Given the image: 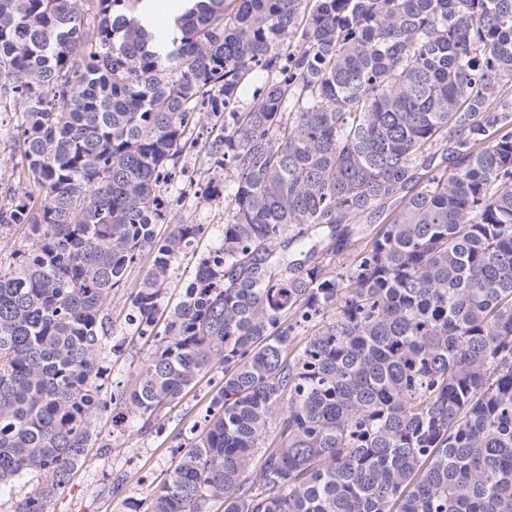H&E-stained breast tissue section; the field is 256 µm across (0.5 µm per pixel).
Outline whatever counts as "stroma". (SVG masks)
<instances>
[{
  "instance_id": "obj_1",
  "label": "stroma",
  "mask_w": 512,
  "mask_h": 512,
  "mask_svg": "<svg viewBox=\"0 0 512 512\" xmlns=\"http://www.w3.org/2000/svg\"><path fill=\"white\" fill-rule=\"evenodd\" d=\"M204 153L205 147L200 144L186 159V172L180 183L184 197L175 204L173 219L192 224L224 221L223 208L197 203L194 198L195 191L206 180L202 165ZM149 266V259H142L128 273L124 288L108 305L116 336L123 341L106 358L112 378L118 380L125 379L149 354L148 345L138 338L134 326L126 320L131 299ZM221 384V372H212L210 381L201 382L196 392L161 419L159 429L145 435L130 428L118 431L114 420L122 412L121 404L117 401L109 404L97 417L98 437L88 451L85 464L58 492L52 512H146L150 490L171 467L184 434L202 421L213 393Z\"/></svg>"
}]
</instances>
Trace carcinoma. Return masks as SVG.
Returning <instances> with one entry per match:
<instances>
[{
	"label": "carcinoma",
	"instance_id": "carcinoma-1",
	"mask_svg": "<svg viewBox=\"0 0 512 512\" xmlns=\"http://www.w3.org/2000/svg\"><path fill=\"white\" fill-rule=\"evenodd\" d=\"M140 3L0 0L8 512H51L104 389L145 435L218 369L150 512H512V0H196L166 54ZM204 116L199 202L232 212L173 224ZM147 252L152 351L115 383L107 302ZM28 246V238L25 229L22 226H14L8 230L0 229V257L3 258L5 252L15 249H23ZM193 277V264L184 263L177 271L173 279V286L168 290L167 294L161 300L163 307H172L177 301L178 297L183 294L187 284ZM177 285L176 290L174 286ZM174 290V291H173Z\"/></svg>",
	"mask_w": 512,
	"mask_h": 512
}]
</instances>
